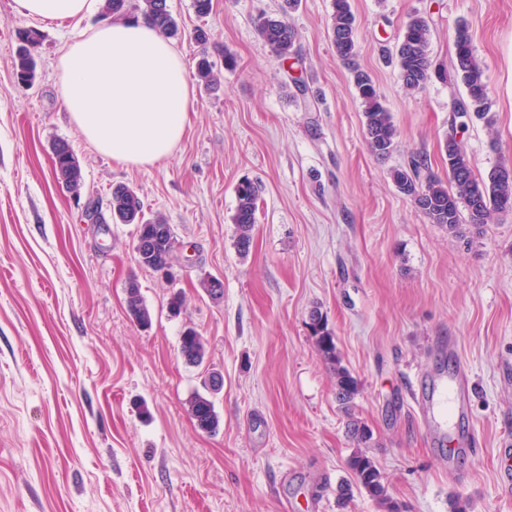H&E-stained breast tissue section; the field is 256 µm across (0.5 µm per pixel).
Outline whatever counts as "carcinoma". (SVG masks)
I'll return each mask as SVG.
<instances>
[{
    "instance_id": "1",
    "label": "carcinoma",
    "mask_w": 512,
    "mask_h": 512,
    "mask_svg": "<svg viewBox=\"0 0 512 512\" xmlns=\"http://www.w3.org/2000/svg\"><path fill=\"white\" fill-rule=\"evenodd\" d=\"M298 0H285L283 16L261 17L257 30L263 41L281 56H288L295 43L294 28L285 19L288 10L297 6ZM106 14L115 18L134 19L140 15L151 19L168 36L178 33V24L167 0H104ZM330 36L338 56L353 65L354 83L364 110V130L370 150L378 157L390 155L395 145L397 129L391 113L383 105L376 86L366 72L355 66L356 26L349 0H333ZM20 41L15 59L18 83L33 84L36 78V52L41 42L40 33L32 28L18 31ZM431 27L429 21L419 15L409 16L403 33L396 45V59L403 83L410 90L423 88L432 78L447 76L444 65L432 58L429 52ZM453 70L466 89V97L457 101L452 109L450 130L444 141L448 159V180L432 173L425 160L415 158L406 168L392 171L397 189L413 199L418 209L432 223L455 230L462 221V211H467L471 223L486 224L494 213L512 210V174L503 173L505 165L490 170L486 177L475 176L472 164L456 139L458 121L476 117L491 121L488 117L487 76L474 54L469 29L457 28L454 38ZM221 70L217 63L203 54L197 61L196 77L207 88L218 84ZM53 166L57 179L71 193L81 194L84 177L80 163L70 145L64 141L53 147ZM237 207L234 214L236 226L235 247L237 253L246 256L253 241L252 231L256 223L257 203L261 187L249 179L241 180L235 188ZM109 215H104L98 201L92 199L85 209V216L94 224H134L137 226L139 265L159 272L172 266L176 258V238L171 225L163 217L147 219L143 201L137 190L126 185L112 186L108 201ZM127 311L142 327L151 324V312L146 305L136 279H129L126 287ZM310 329L316 338L318 350L336 376V400L344 410H349L358 393L357 381L341 364L336 352L334 337L328 331L322 315L315 311L310 316ZM180 353L188 364L198 365L206 356V345L201 334L193 327L184 328L180 336ZM218 390L212 385L208 393L195 394L189 401V411L197 427L216 432L220 418L215 411L211 393ZM348 466L356 477V485L365 489L388 512H398L390 500L375 462L363 452L354 453Z\"/></svg>"
}]
</instances>
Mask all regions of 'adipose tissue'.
Returning <instances> with one entry per match:
<instances>
[{
    "label": "adipose tissue",
    "instance_id": "ef3b65f1",
    "mask_svg": "<svg viewBox=\"0 0 512 512\" xmlns=\"http://www.w3.org/2000/svg\"><path fill=\"white\" fill-rule=\"evenodd\" d=\"M18 12L42 21L83 19L100 0H16ZM62 104L86 141L128 166L169 158L194 107L181 54L147 19H114L83 30L57 61Z\"/></svg>",
    "mask_w": 512,
    "mask_h": 512
}]
</instances>
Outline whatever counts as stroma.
Listing matches in <instances>:
<instances>
[{
  "label": "stroma",
  "mask_w": 512,
  "mask_h": 512,
  "mask_svg": "<svg viewBox=\"0 0 512 512\" xmlns=\"http://www.w3.org/2000/svg\"><path fill=\"white\" fill-rule=\"evenodd\" d=\"M168 0L187 73L201 51L197 26L237 67L217 90L197 89L173 155L151 168L97 151L60 104L56 65L82 24L37 23L0 0V512H383L355 489L347 461L363 450L399 512H512V211L457 232L431 223L391 172L427 158L447 176L444 140L465 88L455 75L404 85L394 48L408 15L427 17L430 53L451 65L467 24L486 70L490 121L459 131L474 172L512 161V0H349L357 60L398 136L384 159L370 150L353 75L328 26L332 0H300L288 15L293 52L259 36V14L283 0ZM43 35L33 86L18 83L22 28ZM67 141L86 197L69 193L52 163ZM259 181L253 244L235 245V187ZM134 187L146 217L172 227L169 277L140 267L137 227L84 217L86 198ZM219 278L214 300L201 288ZM136 278L152 315L126 307ZM180 292L186 307L169 312ZM327 322L359 392L351 413L317 350L310 314ZM203 336L202 364L185 363L186 326ZM463 364L472 387L461 428L472 449L448 459L418 417L422 381ZM217 432L188 411L211 374ZM357 420L371 433L348 437Z\"/></svg>",
  "instance_id": "1"
}]
</instances>
